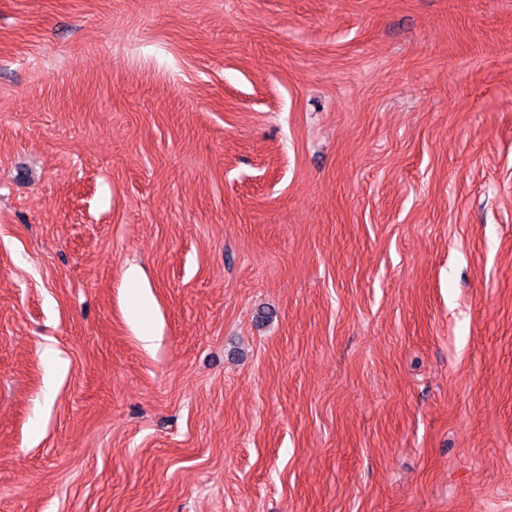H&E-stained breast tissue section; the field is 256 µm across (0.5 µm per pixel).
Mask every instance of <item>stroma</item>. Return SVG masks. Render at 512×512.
Segmentation results:
<instances>
[{
  "label": "stroma",
  "instance_id": "1",
  "mask_svg": "<svg viewBox=\"0 0 512 512\" xmlns=\"http://www.w3.org/2000/svg\"><path fill=\"white\" fill-rule=\"evenodd\" d=\"M0 512H512V0H0Z\"/></svg>",
  "mask_w": 512,
  "mask_h": 512
}]
</instances>
